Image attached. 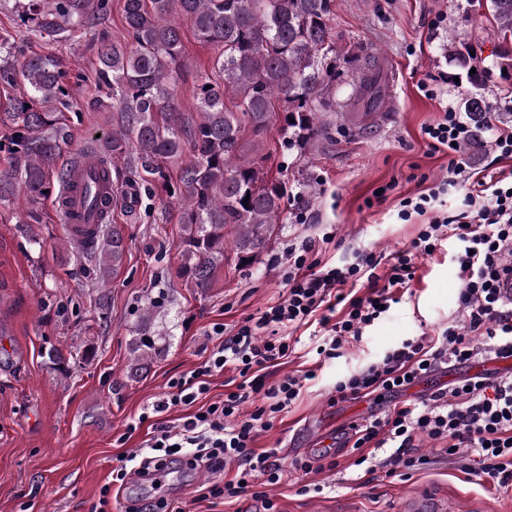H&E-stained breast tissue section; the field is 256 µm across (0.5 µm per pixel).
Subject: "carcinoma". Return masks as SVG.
<instances>
[{
  "mask_svg": "<svg viewBox=\"0 0 512 512\" xmlns=\"http://www.w3.org/2000/svg\"><path fill=\"white\" fill-rule=\"evenodd\" d=\"M498 45L494 67L512 75V0H485ZM30 30L49 40L79 29L97 32L98 84L112 93L122 123L97 148L102 177H120L116 162L133 157L160 177L178 164L181 264L177 276L205 294L233 264L243 268L268 248L283 223L284 181L268 178L265 141L279 126L282 145L304 150L330 139L331 89L342 80L352 48L332 31L335 0H123L129 45H116L102 27L111 0H15ZM196 39L221 49L217 77L199 76L194 90L198 120L184 122L175 102L173 74L184 67L182 23ZM448 58L474 89L466 103L476 132L486 124L479 94L486 71L472 68L470 53L448 41ZM0 86L19 92L0 100V203L22 195L28 208L22 224L40 221L38 204L53 181L68 178L54 164L70 143V130L56 106H69L63 61L31 53L0 36ZM381 89L365 81L357 101L370 112ZM249 206H244V199ZM87 250L98 254L92 268L103 287L127 251L124 229L112 225ZM156 353L154 336L135 339L131 371Z\"/></svg>",
  "mask_w": 512,
  "mask_h": 512,
  "instance_id": "obj_1",
  "label": "carcinoma"
}]
</instances>
